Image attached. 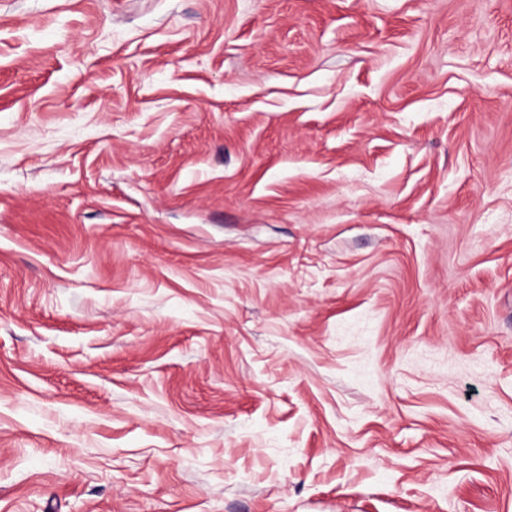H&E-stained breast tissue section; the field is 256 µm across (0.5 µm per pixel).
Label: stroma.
<instances>
[{
	"instance_id": "1",
	"label": "stroma",
	"mask_w": 512,
	"mask_h": 512,
	"mask_svg": "<svg viewBox=\"0 0 512 512\" xmlns=\"http://www.w3.org/2000/svg\"><path fill=\"white\" fill-rule=\"evenodd\" d=\"M0 512H512V0H0Z\"/></svg>"
}]
</instances>
